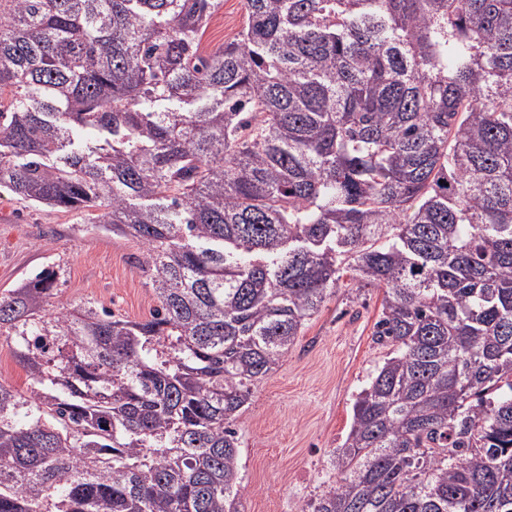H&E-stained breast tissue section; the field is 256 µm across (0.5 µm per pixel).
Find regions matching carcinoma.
I'll list each match as a JSON object with an SVG mask.
<instances>
[{
	"label": "carcinoma",
	"mask_w": 512,
	"mask_h": 512,
	"mask_svg": "<svg viewBox=\"0 0 512 512\" xmlns=\"http://www.w3.org/2000/svg\"><path fill=\"white\" fill-rule=\"evenodd\" d=\"M219 5L0 0V185L157 302L0 293V512H241L237 418L345 276L389 353L302 512H512V0H245L205 52ZM202 39V46L210 51L224 42H230L242 29L245 21V0H221ZM0 379L6 381L19 392H26L30 380L26 371L14 357L13 345L0 337Z\"/></svg>",
	"instance_id": "obj_1"
}]
</instances>
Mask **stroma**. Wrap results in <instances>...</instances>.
Wrapping results in <instances>:
<instances>
[{
  "instance_id": "35a3bbf8",
  "label": "stroma",
  "mask_w": 512,
  "mask_h": 512,
  "mask_svg": "<svg viewBox=\"0 0 512 512\" xmlns=\"http://www.w3.org/2000/svg\"><path fill=\"white\" fill-rule=\"evenodd\" d=\"M245 0H222L202 39L231 41ZM139 243L92 227L85 214L34 206L0 187V292L43 266L61 270L56 305L91 299L130 321L149 319L156 300L133 264ZM383 293L340 287L309 320L274 372L254 387L236 422L243 512H300L334 485L330 459L351 422L352 405L387 354L373 336Z\"/></svg>"
}]
</instances>
